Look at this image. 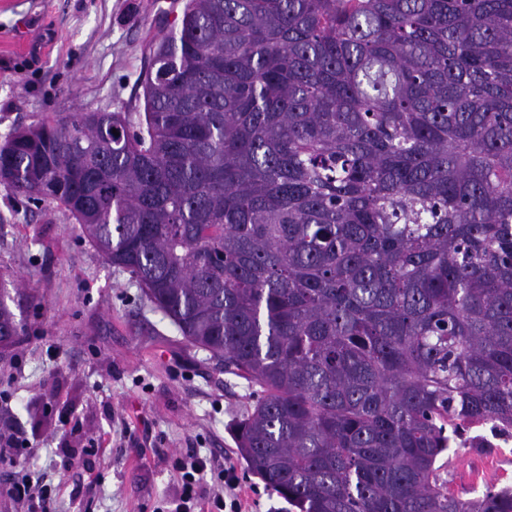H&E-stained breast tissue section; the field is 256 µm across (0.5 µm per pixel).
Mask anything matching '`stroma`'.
<instances>
[{
	"label": "stroma",
	"instance_id": "35a3bbf8",
	"mask_svg": "<svg viewBox=\"0 0 512 512\" xmlns=\"http://www.w3.org/2000/svg\"><path fill=\"white\" fill-rule=\"evenodd\" d=\"M162 0H0V142L56 113L142 108L150 44L169 29ZM0 279L23 328L0 346V512H27L15 482L46 486L56 512H176L180 460L225 465L249 512H288L251 474L233 435L257 394L188 346L131 275L104 262L61 208L0 187ZM460 449L454 488L512 487V437Z\"/></svg>",
	"mask_w": 512,
	"mask_h": 512
}]
</instances>
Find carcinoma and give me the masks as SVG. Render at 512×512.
<instances>
[{
    "label": "carcinoma",
    "mask_w": 512,
    "mask_h": 512,
    "mask_svg": "<svg viewBox=\"0 0 512 512\" xmlns=\"http://www.w3.org/2000/svg\"><path fill=\"white\" fill-rule=\"evenodd\" d=\"M141 86L0 185L260 388L239 452L296 512H512L441 463L512 432V0H186Z\"/></svg>",
    "instance_id": "cac0c4a2"
}]
</instances>
